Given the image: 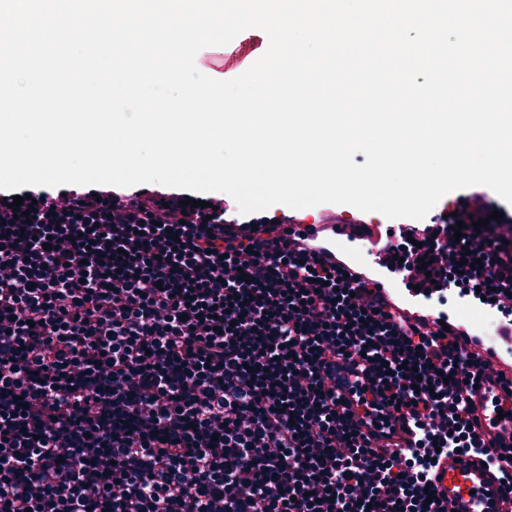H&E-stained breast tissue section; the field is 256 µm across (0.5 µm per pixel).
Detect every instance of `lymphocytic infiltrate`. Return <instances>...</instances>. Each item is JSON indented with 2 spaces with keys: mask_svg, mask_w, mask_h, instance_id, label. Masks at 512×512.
<instances>
[{
  "mask_svg": "<svg viewBox=\"0 0 512 512\" xmlns=\"http://www.w3.org/2000/svg\"><path fill=\"white\" fill-rule=\"evenodd\" d=\"M30 196L0 200V512H448L424 492L441 456L485 448L466 337L268 219ZM454 209L389 242L394 272L512 300V210L483 186Z\"/></svg>",
  "mask_w": 512,
  "mask_h": 512,
  "instance_id": "obj_1",
  "label": "lymphocytic infiltrate"
}]
</instances>
